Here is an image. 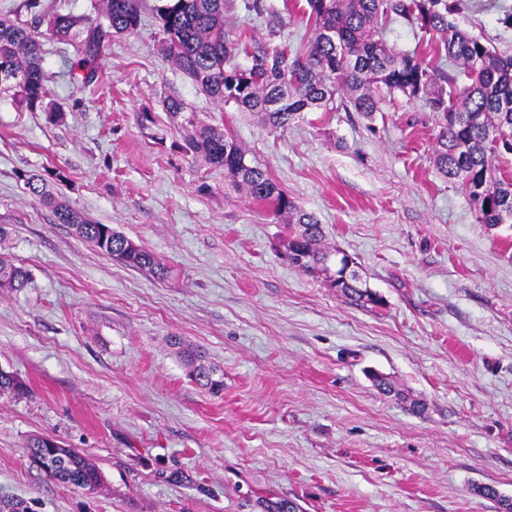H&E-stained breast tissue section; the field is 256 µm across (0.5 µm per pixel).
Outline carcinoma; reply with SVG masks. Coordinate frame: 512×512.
<instances>
[{"label": "carcinoma", "mask_w": 512, "mask_h": 512, "mask_svg": "<svg viewBox=\"0 0 512 512\" xmlns=\"http://www.w3.org/2000/svg\"><path fill=\"white\" fill-rule=\"evenodd\" d=\"M104 3L94 16L54 12L29 21L0 18V75L12 77L0 83V90L13 91L31 110L42 107L46 35L73 47L71 83L88 87L112 36L135 34L141 24V0ZM308 5L314 40L303 56L270 40L230 32L224 27V0H158L154 11L166 57L208 96L261 115L275 130L288 128L306 112H333L340 106L370 117L388 95L425 100L443 122L434 157L438 172L462 187L478 223L495 227L512 222V177L501 173L490 147L498 133L512 134V57L459 26L457 0H308ZM396 18L428 35L455 69H431L416 53L388 45L383 33ZM240 52L248 59L245 67L235 62ZM164 105L170 117L181 119L188 129L185 153L204 157L244 185L253 199L268 202L274 214L293 218L285 250L294 254L290 262L295 267L356 301L378 303L365 283H337L329 277L332 251L321 247L322 224L297 206L265 170L251 164L235 140L185 111L179 98L169 97ZM24 185L80 240L159 281L168 278L170 268L153 252L112 225L91 220L50 190L44 175L31 174ZM28 277L24 267L0 255V289L18 291L27 286ZM191 377L212 391L223 385L203 365L196 366ZM25 390L17 377L0 374V394ZM26 448L33 462L65 484L82 490L101 484L96 465L74 449L56 448L39 436L30 438Z\"/></svg>", "instance_id": "obj_1"}]
</instances>
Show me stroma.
<instances>
[{
  "label": "stroma",
  "instance_id": "obj_1",
  "mask_svg": "<svg viewBox=\"0 0 512 512\" xmlns=\"http://www.w3.org/2000/svg\"><path fill=\"white\" fill-rule=\"evenodd\" d=\"M225 0L224 24L291 50L312 38L307 0ZM155 0L116 35L95 82L73 92L61 44L44 42L61 121L0 92V252L27 268L0 290V499L31 512H502L512 501V223H478L436 170L441 127L396 96L367 117L338 109L287 130L209 98L161 50ZM462 27L512 54V0H461ZM169 97L220 128L353 259L378 305L361 306L283 257L285 217L202 158L181 153ZM150 120H143V113ZM56 190L142 243L164 281L76 238L24 190ZM224 381L200 387L173 345ZM390 377L386 395L370 372ZM424 403L414 412L412 400ZM40 435L86 454L93 494L32 463ZM494 487L499 497L481 489Z\"/></svg>",
  "mask_w": 512,
  "mask_h": 512
}]
</instances>
